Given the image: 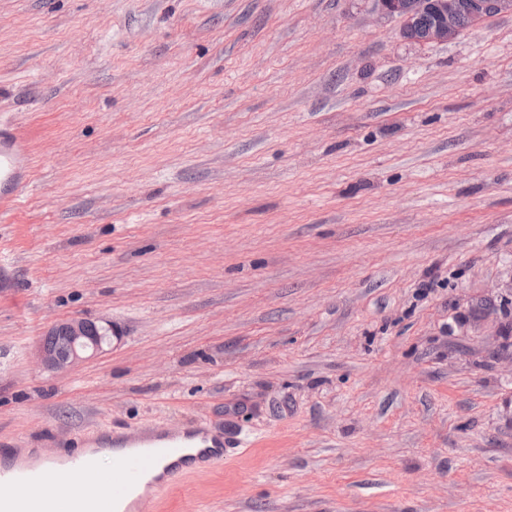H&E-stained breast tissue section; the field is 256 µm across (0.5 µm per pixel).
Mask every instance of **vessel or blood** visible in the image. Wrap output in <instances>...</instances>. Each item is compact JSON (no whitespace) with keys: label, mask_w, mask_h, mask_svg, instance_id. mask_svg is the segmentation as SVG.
I'll list each match as a JSON object with an SVG mask.
<instances>
[{"label":"vessel or blood","mask_w":512,"mask_h":512,"mask_svg":"<svg viewBox=\"0 0 512 512\" xmlns=\"http://www.w3.org/2000/svg\"><path fill=\"white\" fill-rule=\"evenodd\" d=\"M29 153L23 136L0 133V181L6 188L0 192V212L9 213L27 180ZM14 453L10 445L0 446V484L8 487L41 488L44 474L58 472L71 481V512H122L123 505L141 482L153 474H161L170 486L190 473H200L224 457L223 443L210 438L205 427L197 425L176 432L143 430L127 434L120 448L112 452L109 470H99L94 459L80 454L60 462L57 457L40 455L31 466L7 465ZM96 480L105 490L101 503L84 500L81 484Z\"/></svg>","instance_id":"vessel-or-blood-1"}]
</instances>
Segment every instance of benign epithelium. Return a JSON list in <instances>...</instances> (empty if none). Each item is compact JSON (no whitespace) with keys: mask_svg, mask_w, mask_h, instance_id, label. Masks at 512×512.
<instances>
[{"mask_svg":"<svg viewBox=\"0 0 512 512\" xmlns=\"http://www.w3.org/2000/svg\"><path fill=\"white\" fill-rule=\"evenodd\" d=\"M383 16L402 20V36L422 43L446 42L466 28L465 19L474 21L487 16L512 14V0H373ZM63 333L68 341L62 350L44 342L36 349L38 365L48 371L69 369L82 354L98 352L110 341L108 328L98 333L85 319L74 318L51 327L47 335Z\"/></svg>","mask_w":512,"mask_h":512,"instance_id":"7a95c632","label":"benign epithelium"}]
</instances>
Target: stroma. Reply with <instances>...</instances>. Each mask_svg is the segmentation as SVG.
Masks as SVG:
<instances>
[{"instance_id": "35a3bbf8", "label": "stroma", "mask_w": 512, "mask_h": 512, "mask_svg": "<svg viewBox=\"0 0 512 512\" xmlns=\"http://www.w3.org/2000/svg\"><path fill=\"white\" fill-rule=\"evenodd\" d=\"M1 126L0 443L202 421L154 512H512V15L0 0ZM72 318L111 346L42 370ZM383 16L402 20V36L409 41L447 42L474 21L512 14V0H373ZM425 20V21H424ZM423 22H425L423 24ZM29 153L25 138L17 133H0V181L9 186L0 192L1 215L9 213L18 194L27 185Z\"/></svg>"}]
</instances>
